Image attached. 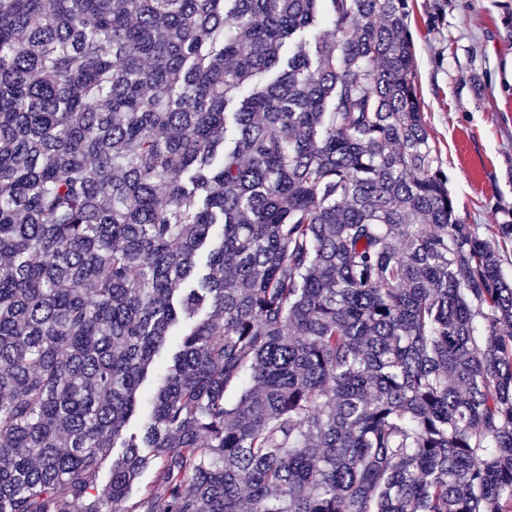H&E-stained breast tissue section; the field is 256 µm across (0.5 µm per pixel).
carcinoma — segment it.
Listing matches in <instances>:
<instances>
[{
  "label": "carcinoma",
  "mask_w": 512,
  "mask_h": 512,
  "mask_svg": "<svg viewBox=\"0 0 512 512\" xmlns=\"http://www.w3.org/2000/svg\"><path fill=\"white\" fill-rule=\"evenodd\" d=\"M320 2L0 0V512H512V224Z\"/></svg>",
  "instance_id": "carcinoma-1"
}]
</instances>
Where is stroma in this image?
Segmentation results:
<instances>
[{
  "label": "stroma",
  "mask_w": 512,
  "mask_h": 512,
  "mask_svg": "<svg viewBox=\"0 0 512 512\" xmlns=\"http://www.w3.org/2000/svg\"><path fill=\"white\" fill-rule=\"evenodd\" d=\"M415 0L420 109L468 224H512V0Z\"/></svg>",
  "instance_id": "stroma-1"
}]
</instances>
